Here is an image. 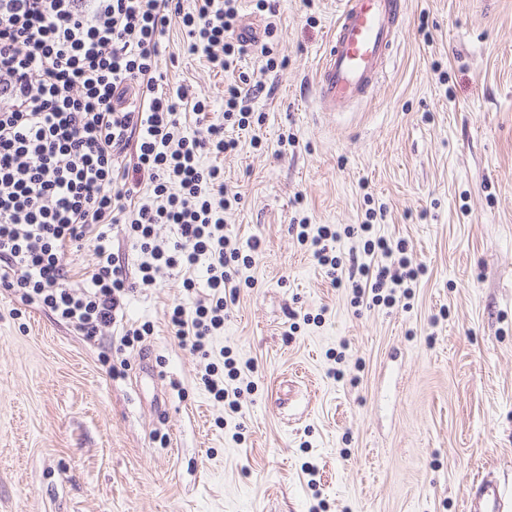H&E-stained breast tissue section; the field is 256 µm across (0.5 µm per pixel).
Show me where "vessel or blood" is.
Listing matches in <instances>:
<instances>
[{
  "label": "vessel or blood",
  "mask_w": 512,
  "mask_h": 512,
  "mask_svg": "<svg viewBox=\"0 0 512 512\" xmlns=\"http://www.w3.org/2000/svg\"><path fill=\"white\" fill-rule=\"evenodd\" d=\"M403 0H343L328 36L316 78L320 103L340 113L367 98L379 83L396 47ZM468 512H504L500 484L476 479L468 485Z\"/></svg>",
  "instance_id": "1"
}]
</instances>
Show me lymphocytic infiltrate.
<instances>
[{
  "label": "lymphocytic infiltrate",
  "mask_w": 512,
  "mask_h": 512,
  "mask_svg": "<svg viewBox=\"0 0 512 512\" xmlns=\"http://www.w3.org/2000/svg\"><path fill=\"white\" fill-rule=\"evenodd\" d=\"M239 0H0V294L49 309L88 341L116 323L134 287L112 251L107 229L127 226L149 254L141 281L161 270L196 288L204 268L208 293L193 308L175 306L169 324L179 343L206 357L224 317L239 297L238 264H251L224 231L232 201L220 167L202 156L234 152L227 126H252L249 100L261 81L242 75L224 87V120L206 122V99L170 85L160 67L162 40L179 26L186 49L209 69L234 70L251 45L238 31ZM200 117L188 126V114ZM134 152L132 166L119 157ZM150 183L151 202L133 205L138 185ZM171 225L173 238L156 235ZM300 244L324 267L337 268L339 233L306 220L292 225ZM98 262L87 288L73 291L61 258L87 235ZM381 264L356 268L354 302L390 304L412 290L422 272L405 241L367 240Z\"/></svg>",
  "instance_id": "obj_1"
}]
</instances>
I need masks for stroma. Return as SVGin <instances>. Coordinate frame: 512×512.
<instances>
[{
	"label": "stroma",
	"mask_w": 512,
	"mask_h": 512,
	"mask_svg": "<svg viewBox=\"0 0 512 512\" xmlns=\"http://www.w3.org/2000/svg\"><path fill=\"white\" fill-rule=\"evenodd\" d=\"M284 67L238 71L265 85L264 122L224 168V216L240 245L239 299L201 359L167 313L191 305L177 274L140 284L144 253L112 229L137 286L129 323L87 341L38 305L0 296V512H466L481 474L512 487V0H405L392 60L369 97L323 112L315 74L336 0H278ZM161 67L224 120L225 76L171 28ZM257 146H250L251 137ZM407 240L426 273L411 298L352 303L289 224L357 226ZM236 370L228 401L205 362Z\"/></svg>",
	"instance_id": "obj_1"
}]
</instances>
